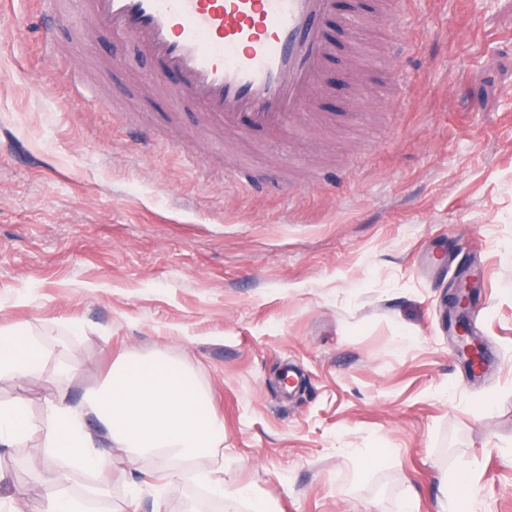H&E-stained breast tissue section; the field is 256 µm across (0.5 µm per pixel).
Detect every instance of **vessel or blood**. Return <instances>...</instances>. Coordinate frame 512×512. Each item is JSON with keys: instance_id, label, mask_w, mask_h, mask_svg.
I'll return each instance as SVG.
<instances>
[{"instance_id": "1", "label": "vessel or blood", "mask_w": 512, "mask_h": 512, "mask_svg": "<svg viewBox=\"0 0 512 512\" xmlns=\"http://www.w3.org/2000/svg\"><path fill=\"white\" fill-rule=\"evenodd\" d=\"M98 26L135 37L181 82L210 124L245 137H265L311 123L325 64L365 56L359 39L372 21L393 22L398 0H377L340 16L355 37L342 43L325 31L335 0H78Z\"/></svg>"}]
</instances>
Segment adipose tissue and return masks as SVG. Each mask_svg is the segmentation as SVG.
Instances as JSON below:
<instances>
[{"mask_svg": "<svg viewBox=\"0 0 512 512\" xmlns=\"http://www.w3.org/2000/svg\"><path fill=\"white\" fill-rule=\"evenodd\" d=\"M44 343L19 327L0 336V378L30 379L42 372ZM105 427L110 441L130 457L198 461L224 441V423L207 394L185 367L157 358L127 359L113 366L105 386L80 403L48 406L43 445L50 450V488L44 512H82L64 487V466L75 462L91 472L107 470L112 457L96 447L88 419Z\"/></svg>", "mask_w": 512, "mask_h": 512, "instance_id": "ef3b65f1", "label": "adipose tissue"}]
</instances>
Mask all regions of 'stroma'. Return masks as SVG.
Returning a JSON list of instances; mask_svg holds the SVG:
<instances>
[{"mask_svg":"<svg viewBox=\"0 0 512 512\" xmlns=\"http://www.w3.org/2000/svg\"><path fill=\"white\" fill-rule=\"evenodd\" d=\"M44 6L0 0V332L47 343L39 377L0 379L32 427L0 447V512L44 508L48 401L128 356L211 393L224 443L199 466L234 498L115 447L66 472L102 512H438L460 473L461 512H512V0H406L368 32L370 61L398 51L365 99L330 61L310 130L255 142L173 99L132 38L46 39ZM457 281L484 310L479 378L448 329Z\"/></svg>","mask_w":512,"mask_h":512,"instance_id":"1","label":"stroma"}]
</instances>
